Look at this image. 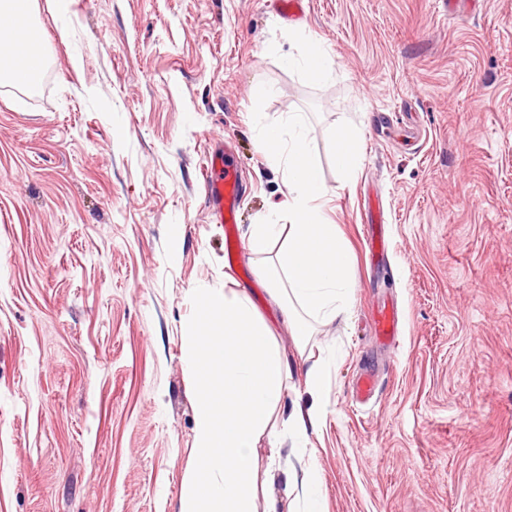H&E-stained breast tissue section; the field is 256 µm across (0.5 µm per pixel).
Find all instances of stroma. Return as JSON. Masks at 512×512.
<instances>
[{
	"instance_id": "obj_1",
	"label": "stroma",
	"mask_w": 512,
	"mask_h": 512,
	"mask_svg": "<svg viewBox=\"0 0 512 512\" xmlns=\"http://www.w3.org/2000/svg\"><path fill=\"white\" fill-rule=\"evenodd\" d=\"M32 19L43 80L0 83V512H180L196 289L245 292L296 356L247 248L283 200L259 129L291 112L355 282L281 406L311 408L304 373L326 357L304 457L322 512H512V0H305L296 21L277 0H72L64 15L34 0ZM309 41L324 78L287 63ZM342 126L361 136L346 177ZM225 143L234 224L204 189ZM373 196L392 248L369 269ZM387 299L395 347L370 327ZM336 167L341 174L354 172L360 165L361 148L358 132L352 128L334 134Z\"/></svg>"
}]
</instances>
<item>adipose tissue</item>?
<instances>
[{
	"mask_svg": "<svg viewBox=\"0 0 512 512\" xmlns=\"http://www.w3.org/2000/svg\"><path fill=\"white\" fill-rule=\"evenodd\" d=\"M32 0H0L11 23L30 18ZM9 27L0 30V80L29 90L41 81L42 52L14 53ZM303 113L262 126L259 143L281 166L287 224L253 225L252 253L264 260L256 275L269 286L296 347H304L312 323L346 321L354 284L351 255L324 214L328 192L309 148ZM200 314L186 331V366L194 379L196 475L183 483L180 512H279L272 474H260L257 448L263 436L285 429L294 457L305 454L322 407L279 422L278 408L293 365L246 293L198 291Z\"/></svg>",
	"mask_w": 512,
	"mask_h": 512,
	"instance_id": "ef3b65f1",
	"label": "adipose tissue"
}]
</instances>
